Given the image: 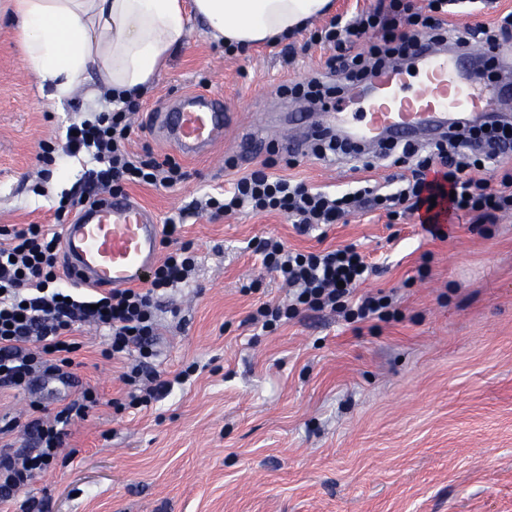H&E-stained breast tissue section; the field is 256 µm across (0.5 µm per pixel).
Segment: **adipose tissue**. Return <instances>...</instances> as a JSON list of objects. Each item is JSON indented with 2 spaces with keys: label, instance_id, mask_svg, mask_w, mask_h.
Listing matches in <instances>:
<instances>
[{
  "label": "adipose tissue",
  "instance_id": "1",
  "mask_svg": "<svg viewBox=\"0 0 512 512\" xmlns=\"http://www.w3.org/2000/svg\"><path fill=\"white\" fill-rule=\"evenodd\" d=\"M332 0H14L13 34L25 69L56 100L95 81L107 90L151 87L188 38V15L225 45L246 48L292 34Z\"/></svg>",
  "mask_w": 512,
  "mask_h": 512
}]
</instances>
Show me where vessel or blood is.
<instances>
[{
    "instance_id": "b4317fda",
    "label": "vessel or blood",
    "mask_w": 512,
    "mask_h": 512,
    "mask_svg": "<svg viewBox=\"0 0 512 512\" xmlns=\"http://www.w3.org/2000/svg\"><path fill=\"white\" fill-rule=\"evenodd\" d=\"M501 81L477 71L469 47L431 48L407 67L373 74L347 97L348 111L320 109L317 129L359 150L417 136L439 140L458 124L483 118L503 95ZM231 115L220 99L189 91L160 114L159 127L184 156L211 155ZM162 227L130 196L114 194L78 210L62 227L64 274L86 288L144 283L158 263Z\"/></svg>"
}]
</instances>
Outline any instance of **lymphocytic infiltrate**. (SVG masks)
Wrapping results in <instances>:
<instances>
[{
  "instance_id": "lymphocytic-infiltrate-1",
  "label": "lymphocytic infiltrate",
  "mask_w": 512,
  "mask_h": 512,
  "mask_svg": "<svg viewBox=\"0 0 512 512\" xmlns=\"http://www.w3.org/2000/svg\"><path fill=\"white\" fill-rule=\"evenodd\" d=\"M467 0H428L426 7L413 0H374L351 17L335 16L315 29L310 44L327 49L321 72L303 82L282 85L280 94L307 101L311 107L344 95L351 85L377 70L411 59L423 40L466 43L489 47L484 68L494 71V53L512 43V12L497 22H478L459 30L450 23L451 9ZM138 98L115 96L112 109L92 121L74 122L65 135L64 155H87L91 163L80 193L62 196L57 210L67 214L94 202L100 190L123 191L130 184L170 187L185 173L175 159L157 160L128 148L132 117ZM394 160L398 172L384 181L361 180L342 192L313 188L305 182L255 171L236 179L222 197H207L214 215L230 212H276L300 230L339 223L358 211L382 209L388 216L418 219L430 235L442 232V223L460 212L474 214L479 222H494L512 212V178L498 170L512 164V122L491 120L471 127L469 137L455 133L433 148L416 145L385 147L368 156L375 161ZM61 239L42 224L0 227V390L28 388L35 379L53 376L71 362L79 348L75 337L86 325L103 331L105 360L138 353L140 361L126 375L130 387L140 380L151 386L131 395L132 404L158 399L169 384L157 381L149 360L154 355L157 299L172 288L189 284L196 259L188 245L167 253L143 286L111 290L96 298L76 295L61 285ZM263 268L289 288L287 302L261 304L252 319L271 332L299 310H328L348 321L385 319L391 314V296H355L357 285L374 272L373 264L355 246L296 252L281 239L264 238L258 247ZM98 402L92 389L49 418L26 422L11 418L1 434L21 431L27 450L0 455V505L11 502L38 474L51 469L65 445L67 429L84 418Z\"/></svg>"
}]
</instances>
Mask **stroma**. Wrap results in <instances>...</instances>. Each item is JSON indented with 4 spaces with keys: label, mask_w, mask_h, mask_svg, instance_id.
I'll return each instance as SVG.
<instances>
[{
    "label": "stroma",
    "mask_w": 512,
    "mask_h": 512,
    "mask_svg": "<svg viewBox=\"0 0 512 512\" xmlns=\"http://www.w3.org/2000/svg\"><path fill=\"white\" fill-rule=\"evenodd\" d=\"M0 0V226L58 229L61 193L80 181L82 159L65 157L54 178L44 142H60L91 116L85 91L53 101L25 70ZM309 22L289 42L225 51L191 22L186 43L143 98L164 111L186 91L221 97L233 122L215 149L222 164L181 156L136 129L131 149L177 158L186 176L170 187L131 185L127 194L158 222L183 215L182 241L197 267L188 287L162 299L151 366L169 391L128 407L130 361L104 360V338L84 329L74 363L34 393H0V421L30 403L56 412L94 389L99 403L76 420L68 450L8 505L9 512H512V213L477 224L458 213L434 238L415 221L374 210L348 216L326 236L298 233L278 213L212 216L193 210L206 195L276 161V174L328 191L380 180L378 166L265 151L250 166L237 144L254 129L275 142L285 113L303 103L279 85L320 71L324 49L306 48ZM280 236L312 251L353 244L377 271L366 292L394 297L385 321L349 323L303 311L268 334L251 322L260 303L284 299L250 241ZM186 379H179L183 369Z\"/></svg>",
    "instance_id": "obj_1"
}]
</instances>
